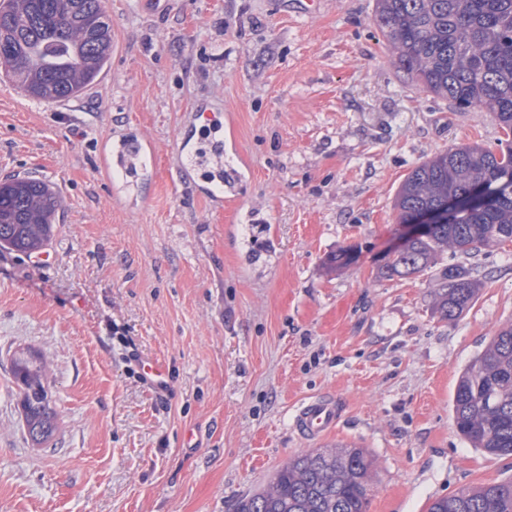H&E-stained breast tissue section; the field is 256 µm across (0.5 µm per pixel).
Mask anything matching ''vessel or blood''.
<instances>
[{
    "instance_id": "vessel-or-blood-1",
    "label": "vessel or blood",
    "mask_w": 512,
    "mask_h": 512,
    "mask_svg": "<svg viewBox=\"0 0 512 512\" xmlns=\"http://www.w3.org/2000/svg\"><path fill=\"white\" fill-rule=\"evenodd\" d=\"M154 146L141 133H114L103 153L102 167L113 182L114 195L123 201L142 199L140 172L153 163ZM239 149L233 133L225 132L222 121L212 113H193L184 126L173 152L174 166L184 183L208 198L216 210L237 203L239 188L247 177L236 159ZM340 417L335 396L322 395L302 403L293 426L304 438L318 439L336 428Z\"/></svg>"
}]
</instances>
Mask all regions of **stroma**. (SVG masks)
Masks as SVG:
<instances>
[{
  "label": "stroma",
  "mask_w": 512,
  "mask_h": 512,
  "mask_svg": "<svg viewBox=\"0 0 512 512\" xmlns=\"http://www.w3.org/2000/svg\"><path fill=\"white\" fill-rule=\"evenodd\" d=\"M112 55L73 100L28 97L0 73V182L32 176L63 198L47 264L0 253V512H235L292 456L356 446L374 462L368 512L512 477V456L452 424L457 377L512 324V244L468 256L479 291L454 322L428 273L376 270L395 196L420 162L496 145L492 112L423 92L374 22L375 0H108ZM231 114L249 166L216 213L171 154L200 104ZM155 147L147 198H114L102 142ZM347 253L346 266L332 258ZM47 364L59 430L34 445L11 374ZM168 370L160 391L129 353ZM334 395L322 441L298 405Z\"/></svg>",
  "instance_id": "35a3bbf8"
}]
</instances>
